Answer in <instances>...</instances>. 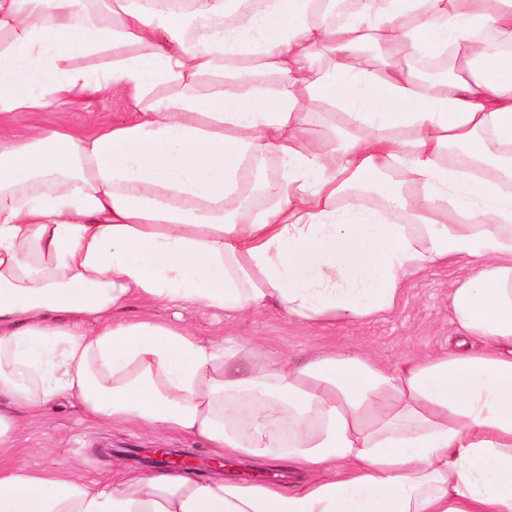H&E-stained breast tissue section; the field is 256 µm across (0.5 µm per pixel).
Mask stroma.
Returning a JSON list of instances; mask_svg holds the SVG:
<instances>
[{
  "label": "stroma",
  "mask_w": 512,
  "mask_h": 512,
  "mask_svg": "<svg viewBox=\"0 0 512 512\" xmlns=\"http://www.w3.org/2000/svg\"><path fill=\"white\" fill-rule=\"evenodd\" d=\"M128 104L109 96L91 98L87 110L61 105L40 113L36 121L47 127L81 122L87 128L130 118ZM461 275L458 266H433L408 278L400 298L385 314L346 325H308L284 312L266 307L244 316L213 314L195 308L162 304L145 309L130 304L125 314L136 317L151 312L156 318L190 326L197 336L259 341L272 357L288 356L304 362L327 351H366L385 365L411 354L454 353L459 333L451 320L449 289ZM132 448H184L193 456L196 477L215 471L216 457L201 440L158 429L110 426L87 419L80 408L60 399L41 414L27 417L13 448L0 457L1 466L28 467L48 474L68 466L80 476L96 480L138 470L129 456Z\"/></svg>",
  "instance_id": "35a3bbf8"
}]
</instances>
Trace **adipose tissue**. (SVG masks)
I'll list each match as a JSON object with an SVG mask.
<instances>
[{
  "instance_id": "adipose-tissue-1",
  "label": "adipose tissue",
  "mask_w": 512,
  "mask_h": 512,
  "mask_svg": "<svg viewBox=\"0 0 512 512\" xmlns=\"http://www.w3.org/2000/svg\"><path fill=\"white\" fill-rule=\"evenodd\" d=\"M163 2L0 0V121L101 93L136 113L0 142V454L66 398L318 478L0 467V512H512V51L477 40L512 44V0H357L343 23L319 0ZM446 52L482 65L439 85L401 65ZM312 100L333 137L304 136ZM448 264L453 320L485 349L390 368L124 315L272 306L351 324Z\"/></svg>"
}]
</instances>
